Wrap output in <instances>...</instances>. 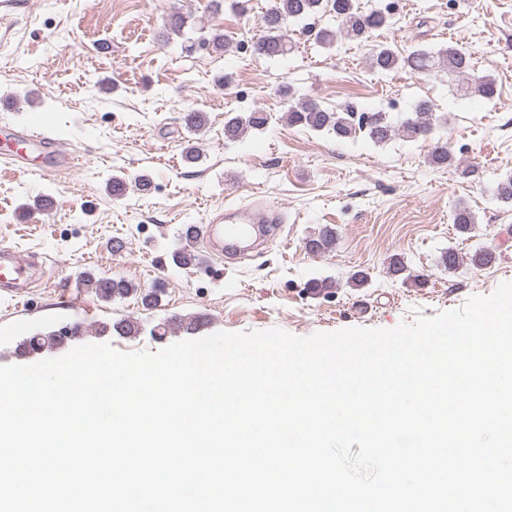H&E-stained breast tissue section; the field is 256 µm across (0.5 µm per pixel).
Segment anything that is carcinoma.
Here are the masks:
<instances>
[{
	"label": "carcinoma",
	"mask_w": 512,
	"mask_h": 512,
	"mask_svg": "<svg viewBox=\"0 0 512 512\" xmlns=\"http://www.w3.org/2000/svg\"><path fill=\"white\" fill-rule=\"evenodd\" d=\"M320 12L330 15L335 22L333 27L309 30L315 40L324 45L334 43L342 35L352 40H363L369 31L387 25L389 20V16L382 9L374 7L360 10L355 0H271L260 18L264 35L253 41L252 52L270 59L286 58L295 47L294 41L288 36V20H303ZM370 66L381 73L407 68L416 73L444 70L467 82L468 88L487 99L496 95L494 80L488 75L470 74V56L454 45L438 51L417 49L406 56L397 53L388 45H381L372 53ZM434 111L432 102L422 100L414 105L412 116L396 126L385 112L369 111L358 114L351 108L334 111L324 108L313 99L302 98L288 108L287 116L291 125L331 132L338 139L352 138L360 134L374 144H382L397 135L410 141L432 137ZM270 120V113L260 109L229 117L224 122V139L236 142L251 130L260 131L266 128ZM428 161L436 166L452 164L447 139L442 136L432 137ZM475 224V216L468 207L461 205L456 209L455 229L458 233H471ZM335 241L336 232L328 225L307 238V242L312 244V253L330 249ZM94 285L99 295L107 300L123 298L134 291V286L121 278L98 279L94 281Z\"/></svg>",
	"instance_id": "1"
}]
</instances>
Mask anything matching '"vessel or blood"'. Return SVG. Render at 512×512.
Masks as SVG:
<instances>
[{"label":"vessel or blood","instance_id":"1","mask_svg":"<svg viewBox=\"0 0 512 512\" xmlns=\"http://www.w3.org/2000/svg\"><path fill=\"white\" fill-rule=\"evenodd\" d=\"M15 138L22 144L37 143L48 146L55 158V168L69 165V157L62 140L32 130H18ZM238 217L230 223L215 219L198 226L196 241L202 242L210 251L222 256L235 257L245 253L251 242L267 225L279 223L275 210L257 206L241 207ZM27 265L18 248L11 243L0 242V291L19 295L27 281Z\"/></svg>","mask_w":512,"mask_h":512}]
</instances>
